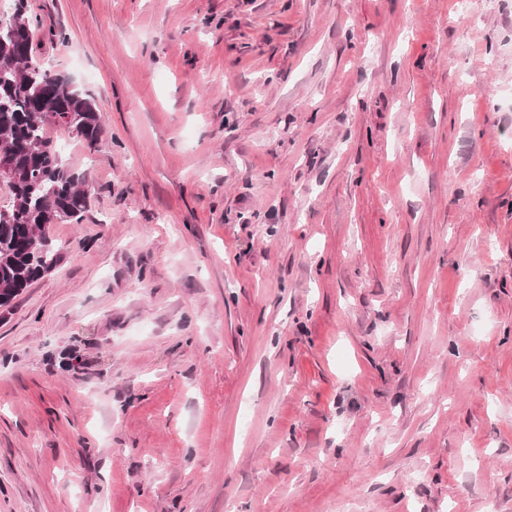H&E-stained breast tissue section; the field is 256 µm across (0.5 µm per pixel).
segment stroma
<instances>
[{"mask_svg":"<svg viewBox=\"0 0 512 512\" xmlns=\"http://www.w3.org/2000/svg\"><path fill=\"white\" fill-rule=\"evenodd\" d=\"M100 112L0 308V512H512V0H27Z\"/></svg>","mask_w":512,"mask_h":512,"instance_id":"1","label":"stroma"}]
</instances>
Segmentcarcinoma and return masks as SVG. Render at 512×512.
Segmentation results:
<instances>
[{
    "mask_svg": "<svg viewBox=\"0 0 512 512\" xmlns=\"http://www.w3.org/2000/svg\"><path fill=\"white\" fill-rule=\"evenodd\" d=\"M37 27L26 0H15L0 26V170L9 171L11 193L0 209V306L55 267L59 249L48 227L79 224L88 208L85 176L52 147L47 126L71 129L91 150L107 136L92 99L35 59Z\"/></svg>",
    "mask_w": 512,
    "mask_h": 512,
    "instance_id": "obj_1",
    "label": "carcinoma"
}]
</instances>
